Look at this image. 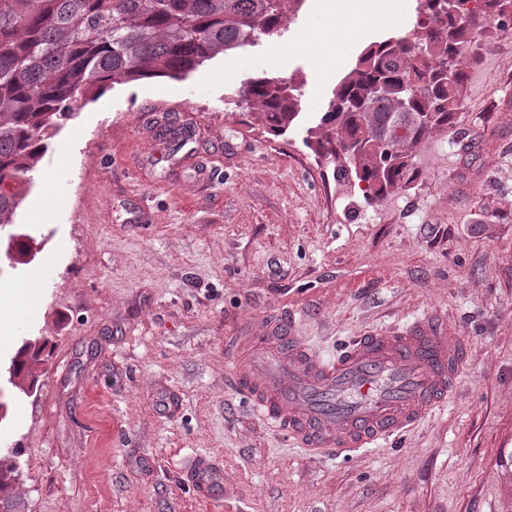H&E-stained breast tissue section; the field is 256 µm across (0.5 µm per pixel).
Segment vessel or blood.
Listing matches in <instances>:
<instances>
[{
  "mask_svg": "<svg viewBox=\"0 0 512 512\" xmlns=\"http://www.w3.org/2000/svg\"><path fill=\"white\" fill-rule=\"evenodd\" d=\"M466 353L463 337L418 320L326 356L280 314L236 323L224 376L260 420L309 451L339 455L398 438L445 407ZM184 470L199 498L223 496L221 464L195 456Z\"/></svg>",
  "mask_w": 512,
  "mask_h": 512,
  "instance_id": "vessel-or-blood-1",
  "label": "vessel or blood"
}]
</instances>
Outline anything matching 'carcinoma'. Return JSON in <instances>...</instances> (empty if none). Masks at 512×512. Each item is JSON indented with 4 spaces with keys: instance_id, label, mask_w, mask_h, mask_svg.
Segmentation results:
<instances>
[{
    "instance_id": "obj_1",
    "label": "carcinoma",
    "mask_w": 512,
    "mask_h": 512,
    "mask_svg": "<svg viewBox=\"0 0 512 512\" xmlns=\"http://www.w3.org/2000/svg\"><path fill=\"white\" fill-rule=\"evenodd\" d=\"M284 0H0V232L25 200L26 173L88 95L142 79L179 80L227 50L281 35ZM417 0L404 36L368 45L336 85L305 144L336 162L340 178L367 185L377 204L413 180V154L458 121L466 74L456 57L487 24L512 23V0ZM292 83L255 76L235 102L254 106L284 134L297 116ZM43 336L22 342L8 382L36 388ZM16 463L0 459V512H21Z\"/></svg>"
}]
</instances>
